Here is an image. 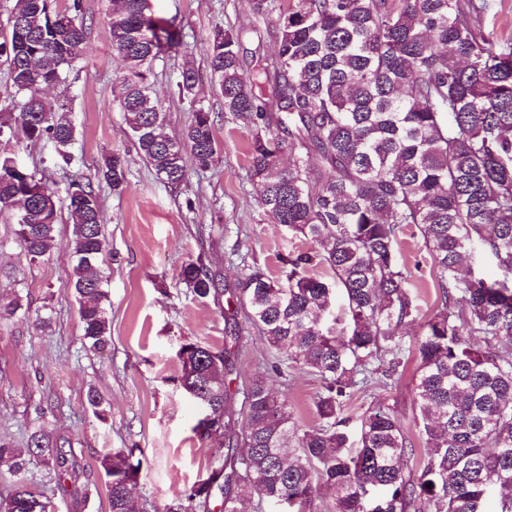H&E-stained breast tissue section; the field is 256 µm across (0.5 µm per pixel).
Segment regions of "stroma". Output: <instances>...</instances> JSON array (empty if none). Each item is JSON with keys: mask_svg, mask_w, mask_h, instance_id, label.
<instances>
[{"mask_svg": "<svg viewBox=\"0 0 512 512\" xmlns=\"http://www.w3.org/2000/svg\"><path fill=\"white\" fill-rule=\"evenodd\" d=\"M82 6L87 27L83 55L67 84L50 93L51 103L65 105L73 116L77 163L61 169L50 143L5 136L0 137V156L38 169L61 197L71 179L93 182L107 240L100 266L111 338L97 351L83 337L70 286L69 214L61 213L56 226L58 249L34 259L23 249L12 217L0 213V441L20 448L33 432L47 431L69 442L74 477L50 479L39 460L26 472L31 488L52 497L55 512H108L100 457L120 448L140 449L137 506L142 512H167L224 459L223 438L203 440L194 431L200 411L178 383L180 346L193 341L230 351L233 368L227 384L231 407L240 410L244 387L253 377L269 374L278 353L260 340L229 289L254 266L279 277V256L307 250L310 243L273 223L262 208L259 189L247 177L248 134L225 118L223 98L206 68L208 40L218 28L242 33L244 56L273 53L274 40L248 0H150L153 16L172 25L181 42L178 51L154 61L150 77L167 133L180 135L193 106L215 117L217 162L205 171L188 167L186 182L177 190L157 179L143 161L119 108L123 63L112 49L110 0H82ZM188 64L201 75L191 103L175 92L178 73ZM113 152L125 159L126 187L119 194L97 175L103 156ZM399 252L409 288L423 310H433L440 293L416 227L404 229ZM197 258L214 276L218 294L195 297L182 281V266ZM14 300L21 307L7 314ZM270 383L287 400L298 425L318 424L314 400L320 381L315 375L292 368L271 376ZM91 389L99 393L107 420H100L87 403ZM378 407L400 422L415 457H423L414 365H407L394 384L354 390L347 413L355 417Z\"/></svg>", "mask_w": 512, "mask_h": 512, "instance_id": "35a3bbf8", "label": "stroma"}]
</instances>
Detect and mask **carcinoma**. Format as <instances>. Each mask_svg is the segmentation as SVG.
I'll return each instance as SVG.
<instances>
[{
    "label": "carcinoma",
    "instance_id": "1",
    "mask_svg": "<svg viewBox=\"0 0 512 512\" xmlns=\"http://www.w3.org/2000/svg\"><path fill=\"white\" fill-rule=\"evenodd\" d=\"M254 15L276 16V50L243 77L240 33L213 32L207 52L224 114L248 131L247 176L277 224L311 242L281 258L280 282L256 268L233 292L268 346L285 354L273 366L316 375L319 423L303 428L266 378L243 392V422L232 433L228 358L197 342L179 350L180 383L223 420L224 436L247 448L227 449L224 468L193 484L169 512L207 506L219 479L223 512H242L258 499L270 512H312L321 487L338 492L335 512H512V37L491 39L479 19L494 0H249ZM112 47L125 63L119 105L139 152L155 175L177 188L187 163L201 170L218 158L214 117L202 107L177 139L161 131L151 94L153 61L179 42L151 17L148 0H111ZM86 39L80 0L53 11L49 0H15L0 29V58L20 101L0 104V136L51 143L74 162L76 127L66 107L41 90L64 82ZM200 75L185 67L180 99L194 102ZM288 151L291 163L279 169ZM112 190L125 189L124 160L112 153L101 167ZM68 247L75 257L71 286L83 336L106 345L110 326L98 264L106 249L98 194L72 180ZM27 205L32 258L57 248V196L45 177L0 157V213ZM419 229L441 292L422 312L399 262L398 236ZM486 252L489 277L473 256ZM325 266L343 293L347 326H329L332 288L309 270ZM181 280L199 298L216 290L200 260ZM421 325L415 342V391L427 452L411 471L406 433L381 408L356 423L349 449L345 403L358 385L399 380L408 357L404 328ZM14 480L0 512H54L50 497L32 491L25 473L34 457L67 474V451L51 434L35 432L23 448L0 444ZM135 449L99 459L108 512H133L140 470Z\"/></svg>",
    "mask_w": 512,
    "mask_h": 512
}]
</instances>
